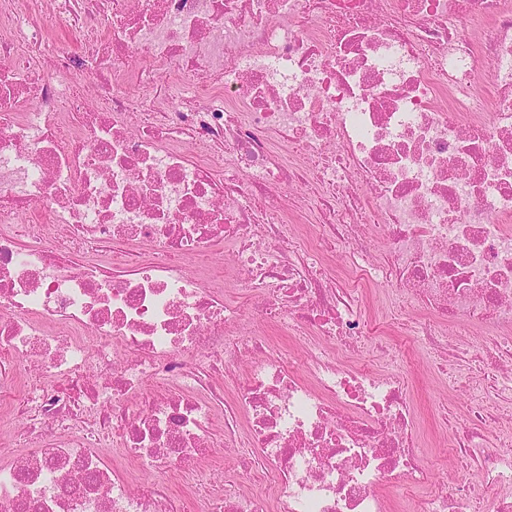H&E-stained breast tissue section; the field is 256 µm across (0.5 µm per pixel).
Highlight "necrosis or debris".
<instances>
[{
  "label": "necrosis or debris",
  "instance_id": "obj_1",
  "mask_svg": "<svg viewBox=\"0 0 512 512\" xmlns=\"http://www.w3.org/2000/svg\"><path fill=\"white\" fill-rule=\"evenodd\" d=\"M377 285L469 396L439 419L472 483L418 453ZM0 393V512H186L174 477L210 512H512V0H0ZM219 414L242 472L215 486ZM2 404L0 400V462H9L13 456L22 452V444L16 440V431L21 426L18 417L9 415L4 410L2 416Z\"/></svg>",
  "mask_w": 512,
  "mask_h": 512
}]
</instances>
